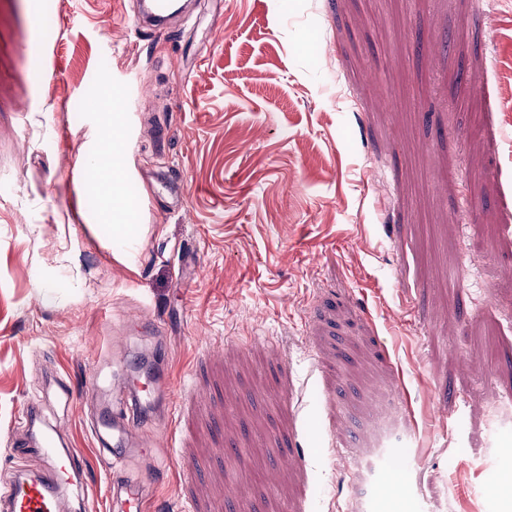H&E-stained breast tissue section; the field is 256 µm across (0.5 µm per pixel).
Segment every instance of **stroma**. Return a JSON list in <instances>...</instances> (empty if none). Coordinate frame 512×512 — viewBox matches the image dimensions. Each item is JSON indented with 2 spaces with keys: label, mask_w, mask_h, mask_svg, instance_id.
<instances>
[{
  "label": "stroma",
  "mask_w": 512,
  "mask_h": 512,
  "mask_svg": "<svg viewBox=\"0 0 512 512\" xmlns=\"http://www.w3.org/2000/svg\"><path fill=\"white\" fill-rule=\"evenodd\" d=\"M136 3L0 0V487L39 466L11 451L36 395L109 512L87 422L149 346L174 403L126 464L147 512H428L432 474L447 512H512V0H191L140 38ZM94 69L126 101L125 250L68 180ZM387 416L414 439L356 501Z\"/></svg>",
  "instance_id": "35a3bbf8"
}]
</instances>
